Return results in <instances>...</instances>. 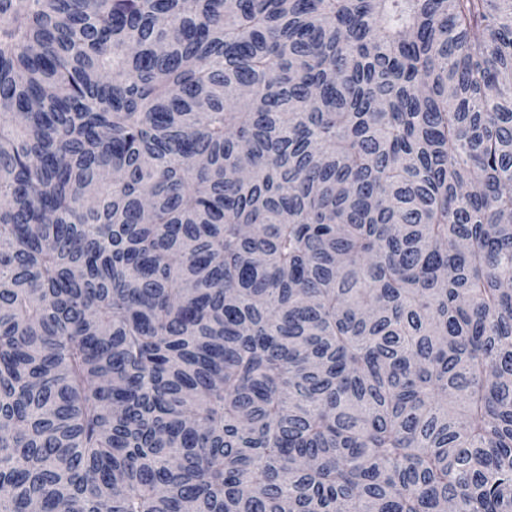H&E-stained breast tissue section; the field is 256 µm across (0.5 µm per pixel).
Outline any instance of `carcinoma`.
<instances>
[{
	"label": "carcinoma",
	"mask_w": 512,
	"mask_h": 512,
	"mask_svg": "<svg viewBox=\"0 0 512 512\" xmlns=\"http://www.w3.org/2000/svg\"><path fill=\"white\" fill-rule=\"evenodd\" d=\"M512 512V0H0V512Z\"/></svg>",
	"instance_id": "cac0c4a2"
}]
</instances>
